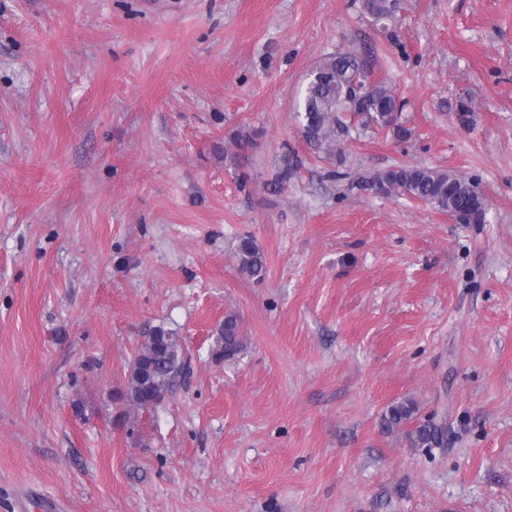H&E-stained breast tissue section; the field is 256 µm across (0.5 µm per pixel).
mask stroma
Here are the masks:
<instances>
[{
  "label": "stroma",
  "mask_w": 512,
  "mask_h": 512,
  "mask_svg": "<svg viewBox=\"0 0 512 512\" xmlns=\"http://www.w3.org/2000/svg\"><path fill=\"white\" fill-rule=\"evenodd\" d=\"M403 3L387 36L360 0H0V512H512V0ZM338 50L409 135L331 163L292 112ZM404 164L473 179L485 222L361 184ZM157 326L185 369L116 428ZM405 399L447 444L383 428ZM236 253L242 274L255 280L263 279L266 272L265 257L252 237H242ZM220 340L223 343L224 357L233 356L240 350L239 326L235 314L224 317V324L219 330Z\"/></svg>",
  "instance_id": "obj_1"
}]
</instances>
